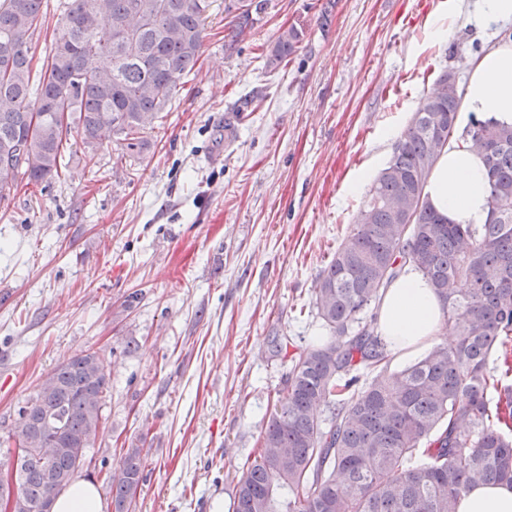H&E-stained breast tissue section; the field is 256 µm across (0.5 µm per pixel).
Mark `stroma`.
Listing matches in <instances>:
<instances>
[{
	"label": "stroma",
	"mask_w": 512,
	"mask_h": 512,
	"mask_svg": "<svg viewBox=\"0 0 512 512\" xmlns=\"http://www.w3.org/2000/svg\"><path fill=\"white\" fill-rule=\"evenodd\" d=\"M444 0H269L252 39L224 51V0H207L205 39L145 134L64 146V175L17 177L0 201V472L19 409L60 363L99 352L102 425L77 476L104 481L139 449L134 512H228L242 465L284 385L289 354L325 330L313 288L354 229L365 191L443 70L467 85L512 20L478 30L449 10L448 41L427 20ZM305 38L287 66L265 56L280 28ZM250 112L224 116L244 96ZM288 337L286 355L273 346Z\"/></svg>",
	"instance_id": "1"
}]
</instances>
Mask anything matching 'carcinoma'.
Wrapping results in <instances>:
<instances>
[{"label": "carcinoma", "mask_w": 512, "mask_h": 512, "mask_svg": "<svg viewBox=\"0 0 512 512\" xmlns=\"http://www.w3.org/2000/svg\"><path fill=\"white\" fill-rule=\"evenodd\" d=\"M42 4L0 0V200L14 188L11 174L35 183L57 175L71 132L89 146L120 136L127 154H141L145 131L203 47L205 0H69L37 76ZM267 4L224 0V51L253 35ZM303 37L294 25L281 29L265 66L288 62ZM462 96L445 70L420 98L355 229L321 271L314 309L331 339L290 358L232 512H456L471 487L512 486V386L489 366L512 335V126L475 119L466 132L486 165L487 224H448L424 194ZM406 266L432 284L444 314L439 334L454 340L389 374L366 313ZM355 370L372 379L356 387ZM108 390L98 352L88 351L57 366L19 410L17 488L0 482L13 512H43L70 485ZM142 471L131 449L107 474L112 512H132Z\"/></svg>", "instance_id": "obj_1"}]
</instances>
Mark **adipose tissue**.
Segmentation results:
<instances>
[{"instance_id":"1","label":"adipose tissue","mask_w":512,"mask_h":512,"mask_svg":"<svg viewBox=\"0 0 512 512\" xmlns=\"http://www.w3.org/2000/svg\"><path fill=\"white\" fill-rule=\"evenodd\" d=\"M491 117L512 125V42L490 45L472 65L458 121ZM431 206L452 224L478 228L489 219L490 185L484 163L463 138L449 140L428 177ZM441 325V304L429 281L412 267L387 288L378 309V326L391 354L416 356L435 340ZM96 487L78 480L55 499L53 512H102ZM457 512H512V487L478 485L465 491Z\"/></svg>"}]
</instances>
